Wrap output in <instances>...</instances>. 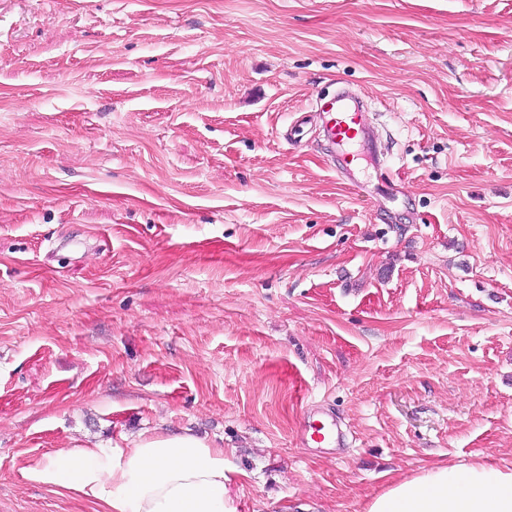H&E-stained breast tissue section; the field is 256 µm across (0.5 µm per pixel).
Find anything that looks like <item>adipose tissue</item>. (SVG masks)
Returning a JSON list of instances; mask_svg holds the SVG:
<instances>
[{"mask_svg": "<svg viewBox=\"0 0 512 512\" xmlns=\"http://www.w3.org/2000/svg\"><path fill=\"white\" fill-rule=\"evenodd\" d=\"M24 474L98 512H238L223 448L188 431L63 448ZM367 512H512V462L428 467Z\"/></svg>", "mask_w": 512, "mask_h": 512, "instance_id": "1", "label": "adipose tissue"}]
</instances>
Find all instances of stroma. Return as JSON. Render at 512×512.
Masks as SVG:
<instances>
[{
    "label": "stroma",
    "instance_id": "1",
    "mask_svg": "<svg viewBox=\"0 0 512 512\" xmlns=\"http://www.w3.org/2000/svg\"><path fill=\"white\" fill-rule=\"evenodd\" d=\"M342 90L384 162L324 138ZM188 430L238 512L512 461V0H0V512ZM309 439L315 447L341 448L344 446L343 434L336 426L334 418L314 420L309 423Z\"/></svg>",
    "mask_w": 512,
    "mask_h": 512
}]
</instances>
